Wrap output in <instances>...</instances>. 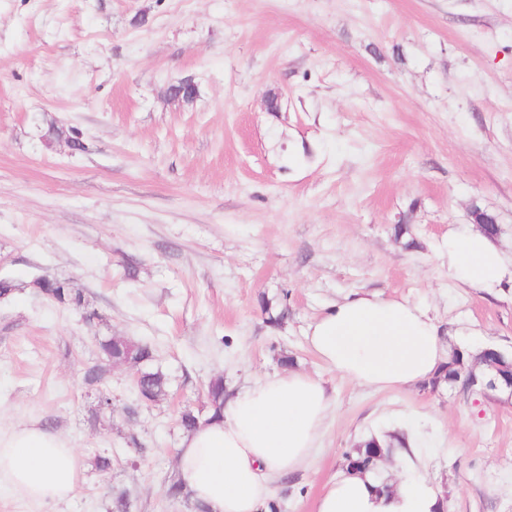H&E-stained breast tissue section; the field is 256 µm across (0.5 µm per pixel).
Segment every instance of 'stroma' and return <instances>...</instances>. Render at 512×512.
Returning <instances> with one entry per match:
<instances>
[{"mask_svg": "<svg viewBox=\"0 0 512 512\" xmlns=\"http://www.w3.org/2000/svg\"><path fill=\"white\" fill-rule=\"evenodd\" d=\"M185 79L181 105L167 89ZM52 123L85 151L48 142ZM476 207L512 256V0H0V278L18 286L0 303V427L39 420L81 461L69 501L1 491L0 512H106L117 489L131 512H188L166 495L179 413L206 411L211 377L230 392L279 372L283 352L336 414L324 451L274 483L282 512H316L346 452L405 428L434 451L444 512H512L511 400L369 389L305 340L368 290L427 309L450 348L511 352L512 288L458 284L439 250ZM40 277L74 280L102 322L44 301ZM99 336L150 343L168 397L128 419L115 369L96 415Z\"/></svg>", "mask_w": 512, "mask_h": 512, "instance_id": "35a3bbf8", "label": "stroma"}]
</instances>
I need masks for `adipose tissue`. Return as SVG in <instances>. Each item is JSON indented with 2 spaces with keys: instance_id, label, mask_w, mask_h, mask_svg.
<instances>
[{
  "instance_id": "adipose-tissue-1",
  "label": "adipose tissue",
  "mask_w": 512,
  "mask_h": 512,
  "mask_svg": "<svg viewBox=\"0 0 512 512\" xmlns=\"http://www.w3.org/2000/svg\"><path fill=\"white\" fill-rule=\"evenodd\" d=\"M448 273L458 283L494 292L512 283V261L482 231L449 232ZM311 350L340 377L376 389L429 381L445 361L435 318L406 300L354 292L310 325ZM336 411L325 381L288 369L264 376L227 397L220 415L186 434L178 469L193 498L210 512H259L272 486L303 470L323 449ZM423 448L396 457L398 485L378 492L377 474L339 471L326 484L317 512H441L426 475ZM79 479L71 442L24 421L0 431V488L32 503L72 497Z\"/></svg>"
}]
</instances>
